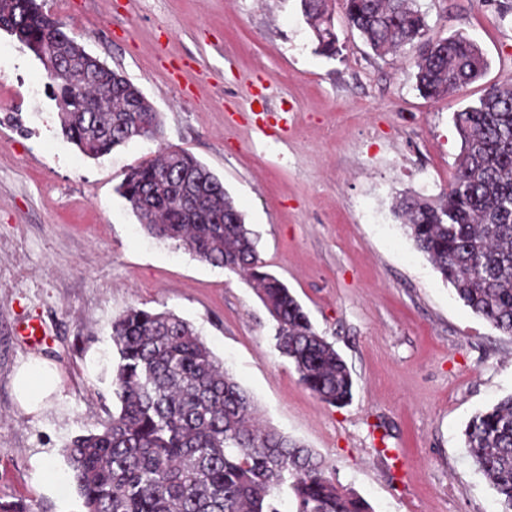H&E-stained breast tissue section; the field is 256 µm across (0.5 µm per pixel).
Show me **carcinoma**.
Instances as JSON below:
<instances>
[{"label":"carcinoma","instance_id":"obj_1","mask_svg":"<svg viewBox=\"0 0 512 512\" xmlns=\"http://www.w3.org/2000/svg\"><path fill=\"white\" fill-rule=\"evenodd\" d=\"M350 27L378 56L409 44L420 92L440 97L483 76L488 60L462 35L433 40L418 0H342ZM316 52H339L329 0H301ZM0 29L42 59L67 46L53 93L64 136L89 158L134 140L153 141L158 113L124 74L91 62L37 0H0ZM460 162L448 192L406 194L395 213L414 242L471 310L512 336V79L454 114ZM120 193L144 230L201 260L247 276L275 322V346L301 384L339 407L352 398L351 372L276 276L263 270L258 235L223 182L183 150L132 168ZM119 362L118 412L67 447L69 482L87 512H371L336 484L309 448L261 424L255 405L189 323L171 312L131 307L112 322ZM479 471L512 512V395L474 415L464 431Z\"/></svg>","mask_w":512,"mask_h":512}]
</instances>
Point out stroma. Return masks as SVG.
Listing matches in <instances>:
<instances>
[{
	"instance_id": "1",
	"label": "stroma",
	"mask_w": 512,
	"mask_h": 512,
	"mask_svg": "<svg viewBox=\"0 0 512 512\" xmlns=\"http://www.w3.org/2000/svg\"><path fill=\"white\" fill-rule=\"evenodd\" d=\"M158 112L163 137L98 159L63 135L42 64L0 30V503L86 512L66 447L115 413L112 322L131 307L187 321L252 396L261 421L311 448L372 512H499L464 446L477 412L512 394V336L458 298L394 213L438 198L461 151L453 115L512 77V14L489 0H420L432 39L462 35L483 78L431 99L418 45L376 56L330 0L341 52H315L300 0H39ZM181 149L223 182L267 270L302 303L354 381L341 408L306 390L238 274L148 235L118 188ZM46 332L32 345L28 322ZM54 362L59 393L19 405L13 378ZM51 455L62 486L34 457Z\"/></svg>"
}]
</instances>
